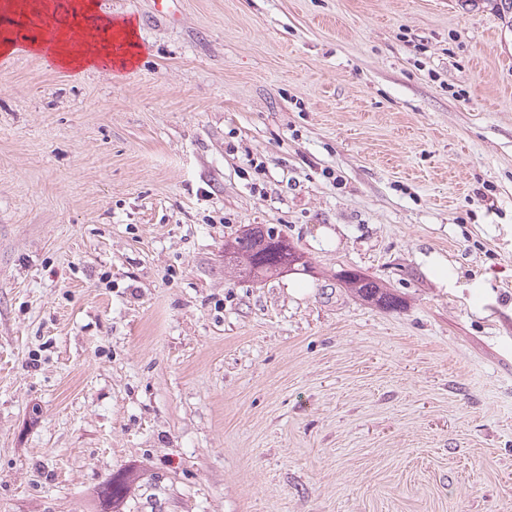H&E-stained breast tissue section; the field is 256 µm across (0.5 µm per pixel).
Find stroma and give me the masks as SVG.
Masks as SVG:
<instances>
[{
  "label": "stroma",
  "instance_id": "stroma-1",
  "mask_svg": "<svg viewBox=\"0 0 512 512\" xmlns=\"http://www.w3.org/2000/svg\"><path fill=\"white\" fill-rule=\"evenodd\" d=\"M95 2L133 68L0 54V512H512V13ZM255 232L248 235L249 231H243L231 241L224 244V266L235 271L240 276L245 275L255 279H263L282 274V263L273 248L279 242L288 243L280 234H275L271 228L266 230L253 227ZM294 250V254L300 261L303 270L307 261H302L304 256L288 243ZM294 266V269H295ZM296 270V269H295ZM338 280L350 293L371 301L383 309H394L399 305V299L394 293L359 271L342 270Z\"/></svg>",
  "mask_w": 512,
  "mask_h": 512
}]
</instances>
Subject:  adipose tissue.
<instances>
[{"label":"adipose tissue","instance_id":"1","mask_svg":"<svg viewBox=\"0 0 512 512\" xmlns=\"http://www.w3.org/2000/svg\"><path fill=\"white\" fill-rule=\"evenodd\" d=\"M71 10L72 27L61 28L54 44L48 45L36 41L29 43V50L43 56L52 66L71 72H82L100 67L126 66L125 54L119 53L115 49V34L121 31L130 36L135 35L134 22L105 21L98 24L91 40L77 43L70 38V30L74 27H82L83 23L88 21L90 14L96 10L95 0H73Z\"/></svg>","mask_w":512,"mask_h":512}]
</instances>
